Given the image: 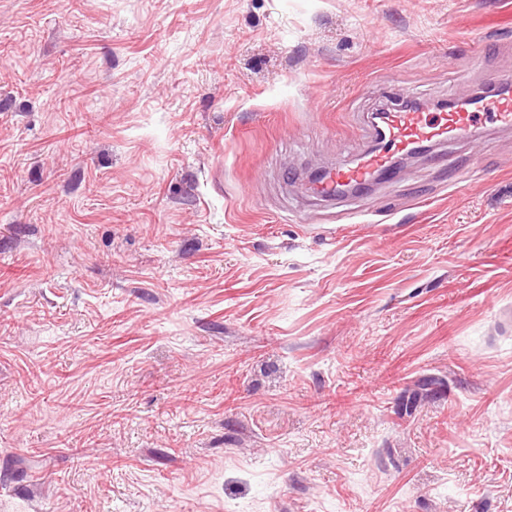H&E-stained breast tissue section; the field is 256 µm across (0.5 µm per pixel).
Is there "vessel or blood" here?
Listing matches in <instances>:
<instances>
[{
  "mask_svg": "<svg viewBox=\"0 0 512 512\" xmlns=\"http://www.w3.org/2000/svg\"><path fill=\"white\" fill-rule=\"evenodd\" d=\"M484 120L505 128L512 127V93L494 91L464 107L441 112L416 107L387 112L385 140L389 152L404 154L420 142L437 143L448 138L470 136ZM387 166L386 154L372 152L365 155L358 165L337 164L318 192L322 195L334 193L338 185L363 181L370 172L385 170Z\"/></svg>",
  "mask_w": 512,
  "mask_h": 512,
  "instance_id": "obj_1",
  "label": "vessel or blood"
}]
</instances>
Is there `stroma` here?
<instances>
[{
  "mask_svg": "<svg viewBox=\"0 0 512 512\" xmlns=\"http://www.w3.org/2000/svg\"><path fill=\"white\" fill-rule=\"evenodd\" d=\"M495 78L512 0H0V512H512V129L293 179ZM388 166L387 156L384 154L368 153L356 166L348 163L336 164L330 169V177L318 189V194H332L341 183L363 181L372 171H384Z\"/></svg>",
  "mask_w": 512,
  "mask_h": 512,
  "instance_id": "35a3bbf8",
  "label": "stroma"
}]
</instances>
